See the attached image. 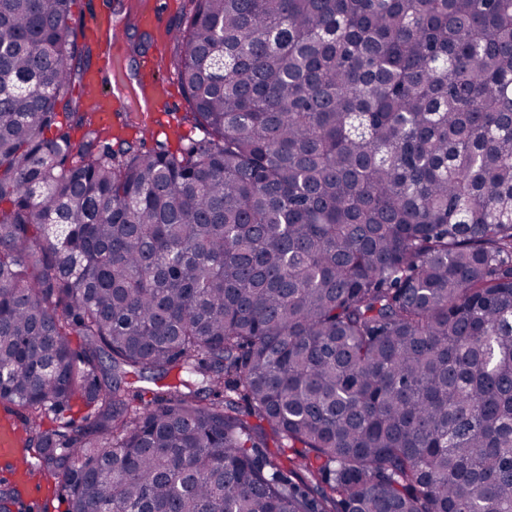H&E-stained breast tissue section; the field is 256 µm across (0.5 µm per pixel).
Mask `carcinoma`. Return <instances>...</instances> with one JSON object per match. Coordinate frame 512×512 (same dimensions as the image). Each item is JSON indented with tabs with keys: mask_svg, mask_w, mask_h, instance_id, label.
<instances>
[{
	"mask_svg": "<svg viewBox=\"0 0 512 512\" xmlns=\"http://www.w3.org/2000/svg\"><path fill=\"white\" fill-rule=\"evenodd\" d=\"M186 3L171 151L80 109L74 0H0L25 452L68 512H512V0Z\"/></svg>",
	"mask_w": 512,
	"mask_h": 512,
	"instance_id": "cac0c4a2",
	"label": "carcinoma"
}]
</instances>
